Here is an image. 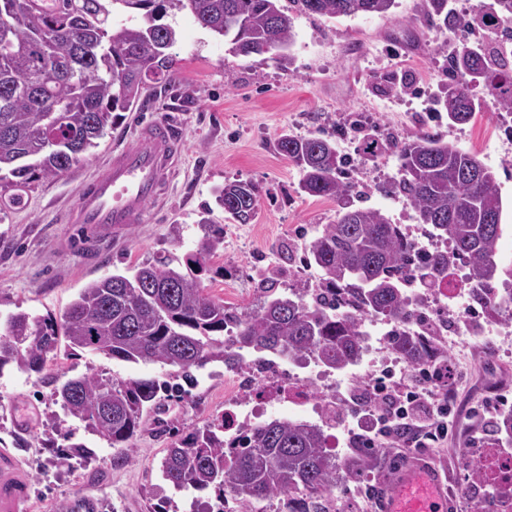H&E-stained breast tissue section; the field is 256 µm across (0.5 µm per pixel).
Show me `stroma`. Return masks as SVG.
I'll use <instances>...</instances> for the list:
<instances>
[{"label":"stroma","instance_id":"obj_1","mask_svg":"<svg viewBox=\"0 0 512 512\" xmlns=\"http://www.w3.org/2000/svg\"><path fill=\"white\" fill-rule=\"evenodd\" d=\"M282 4L295 33L286 71L268 53L232 54L222 37L200 27L188 11H164L162 23L178 33L169 50L176 61L175 85L148 89L144 102L123 113L99 147L57 178L35 183L23 204L9 209L0 223L1 318L17 311L59 318L90 281L131 274L164 256L185 259L204 235L199 224L204 217L224 227L212 269L201 276L210 295L229 308L251 312L262 301L256 287L261 273L275 274L278 292L302 287L295 260L323 225L335 223L338 206L299 193V169L275 147L286 132L336 140L340 152L357 164L360 194L354 205L380 210L394 224L417 225L406 198L388 190L399 177L397 154L361 156V137L352 129L357 118L369 127L429 131L476 152L500 183L503 232L497 262L500 270L512 269V153L502 145L512 115L490 107L466 124L452 125L446 112L435 110L445 57L435 50V32L417 18L420 0H397L384 16L332 20L300 12L295 0ZM161 117L177 121L183 132L178 174L164 201L148 206L144 223L103 242L98 259L89 260L74 244L77 227L61 223L58 210L73 203L86 179L104 172L113 149L135 126ZM234 180L261 186L253 223L225 220L215 201L216 190ZM485 321L486 335L463 337L461 351L448 354L468 369L448 440L420 451L445 467L453 487L467 479L471 465L484 462L471 444L484 429L474 407L494 393L512 401V314L504 310ZM86 373L169 380L168 368L161 365L73 352L63 344L48 355L41 374L28 375L11 364L1 367L0 448L15 456L32 485L26 512H58L62 501L76 496L102 500L111 512H157L161 506L166 512H186L191 506L213 512L214 490H174L162 476L161 461L176 439L223 412L224 380L232 369L211 363L195 371L185 394L162 396L130 440L128 455L60 416L56 387ZM364 392L362 376H337L336 411L322 416L329 452L350 477L349 492L326 495L327 512H368L360 488L379 479L375 457L348 443L349 432L361 431L364 424L354 409ZM74 442L91 449L85 463L74 467L52 461L50 447Z\"/></svg>","mask_w":512,"mask_h":512}]
</instances>
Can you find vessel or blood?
Instances as JSON below:
<instances>
[{
    "instance_id": "obj_1",
    "label": "vessel or blood",
    "mask_w": 512,
    "mask_h": 512,
    "mask_svg": "<svg viewBox=\"0 0 512 512\" xmlns=\"http://www.w3.org/2000/svg\"><path fill=\"white\" fill-rule=\"evenodd\" d=\"M184 139L173 119L148 122L113 155L103 174L86 180L68 214L72 224L105 235L137 223L149 201L161 194L175 172ZM30 498L27 481L18 476L10 454L0 455V512H22ZM385 512H447L448 479L428 462L410 466L393 480Z\"/></svg>"
}]
</instances>
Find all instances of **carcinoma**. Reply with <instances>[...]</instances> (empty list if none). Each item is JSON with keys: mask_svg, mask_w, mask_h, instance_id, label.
<instances>
[{"mask_svg": "<svg viewBox=\"0 0 512 512\" xmlns=\"http://www.w3.org/2000/svg\"><path fill=\"white\" fill-rule=\"evenodd\" d=\"M34 0H0V197L18 205L20 189L59 176L79 162L109 134L120 113L132 110L148 83H172L174 59L167 53L176 30L156 23L169 4L189 10L195 22L224 38L229 52L249 56L276 53L291 64V19L280 0H111L144 12L145 25L112 23L104 0H58L35 14ZM302 9L336 19L359 14L385 15L396 0H297ZM421 15L440 32L512 23V0H494L483 13L461 14L448 0H421ZM446 54L443 96L437 103L448 124H465L491 104L512 112V73L485 43L462 39ZM471 85H482L487 98L474 99ZM276 149L296 165L301 192L336 201V223L326 224L305 259L320 272L322 287L338 291L331 301L305 300L304 289L276 293L277 281L260 275L257 288L266 300L258 310L239 313L210 296L199 275L224 236L199 221L205 235L186 258V269L165 258L142 265L130 275L115 274L89 283L57 321L51 316L15 312L0 324V369L15 365L39 374L60 341L71 350H87L131 363H157L174 369L175 383L114 380L84 374L55 389L56 404L67 418L113 448L126 444L141 427L144 411L159 392L169 395L192 384V370L213 362L230 369L246 367L243 352L295 357L317 354L332 369L355 362L363 349L360 314L395 323L416 316L408 290L416 284L448 281L450 261L468 269L471 302L492 312L512 303L498 294V241L503 201L496 173L478 155L463 151L439 135L419 131L398 136L390 131L367 134L362 153L375 157L392 150L401 177L391 185L431 226L432 238L449 241L451 252H431L408 239L402 225L378 209L355 208L358 193L354 161L336 144L317 136L283 135ZM260 187L233 181L217 190L226 219L250 224L257 215ZM395 350L411 368L442 360L433 344L404 333L393 337ZM493 433L512 441V410L493 424ZM176 490L214 489L242 502L286 496L302 486L312 493L336 487V461L326 451L317 426L272 420L224 442V416L195 428L167 449L161 464ZM59 512H100L87 497L64 501Z\"/></svg>", "mask_w": 512, "mask_h": 512, "instance_id": "obj_1", "label": "carcinoma"}]
</instances>
